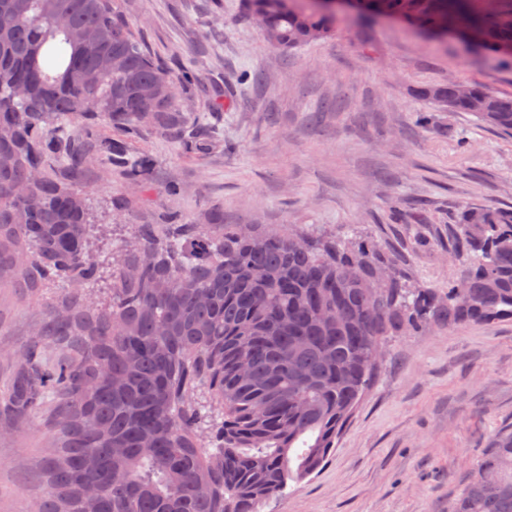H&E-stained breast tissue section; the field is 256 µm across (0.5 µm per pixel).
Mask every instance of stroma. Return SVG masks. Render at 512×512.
<instances>
[{
  "label": "stroma",
  "instance_id": "stroma-1",
  "mask_svg": "<svg viewBox=\"0 0 512 512\" xmlns=\"http://www.w3.org/2000/svg\"><path fill=\"white\" fill-rule=\"evenodd\" d=\"M176 74L189 125L207 143L108 122L66 124L83 155L72 183L96 223L290 227L371 243L411 285L445 288L460 206H512V137L467 112H432L418 89L467 81L512 94V62L398 22L339 19L332 36L284 54L243 0H123ZM266 82L241 92L245 75ZM424 223H416V215ZM60 288L0 279V386L38 345ZM46 396L28 422L0 404V512H37L53 443ZM512 425V320L388 337L362 399L318 474L260 512H448L468 465Z\"/></svg>",
  "mask_w": 512,
  "mask_h": 512
}]
</instances>
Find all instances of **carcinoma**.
Here are the masks:
<instances>
[{
	"label": "carcinoma",
	"mask_w": 512,
	"mask_h": 512,
	"mask_svg": "<svg viewBox=\"0 0 512 512\" xmlns=\"http://www.w3.org/2000/svg\"><path fill=\"white\" fill-rule=\"evenodd\" d=\"M297 2L244 7L267 15L264 39L288 52L336 27V12ZM355 2L363 17L476 33L512 60L501 0ZM178 83L121 0H0V273L30 293L69 286L41 330L68 358L44 368L24 354L3 394L20 422L55 394L45 512H83L91 485L96 512H259L336 449L385 337L430 320H512V206L461 209L456 247L472 265L437 292L407 287L373 246L221 220L137 224L101 258L105 228L69 187L81 155L44 142L64 120L178 132ZM419 96L512 134V96L457 81ZM448 512H512V430L494 436Z\"/></svg>",
	"instance_id": "carcinoma-1"
}]
</instances>
